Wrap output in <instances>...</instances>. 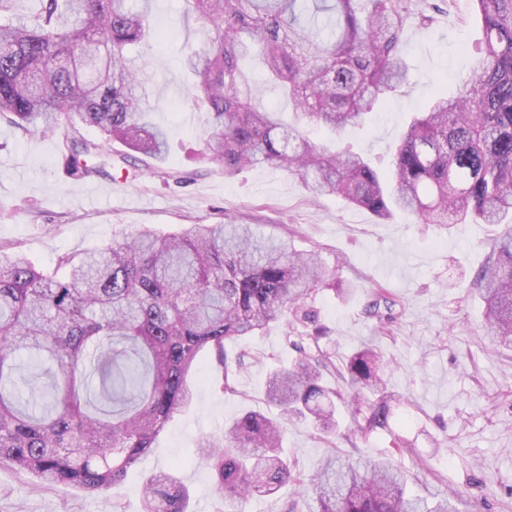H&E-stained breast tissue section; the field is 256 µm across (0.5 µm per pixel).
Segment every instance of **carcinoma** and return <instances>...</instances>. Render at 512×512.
Returning a JSON list of instances; mask_svg holds the SVG:
<instances>
[{
	"instance_id": "obj_1",
	"label": "carcinoma",
	"mask_w": 512,
	"mask_h": 512,
	"mask_svg": "<svg viewBox=\"0 0 512 512\" xmlns=\"http://www.w3.org/2000/svg\"><path fill=\"white\" fill-rule=\"evenodd\" d=\"M0 0V118L27 132L61 128L74 181L103 175L114 142L162 161L169 135L151 121L131 52L162 35L155 0ZM483 39L465 88L436 95L409 123L386 171L363 155L314 141L360 123L409 82L402 34L431 20L425 0H184L209 48L188 49L182 68L206 109L208 159L234 176L282 169L305 189L334 193L380 219L395 211L421 224H503L476 276L488 335L512 349V0H471ZM258 59L288 98L295 120L259 110L244 62ZM84 127L98 130L88 140ZM350 284L317 255L261 227L189 224L173 234L143 229L60 256L51 269L21 252L0 253V467L44 485L75 484L103 495L121 483L174 415L194 398L199 355L215 352L222 391H235L243 357L225 344L281 319L312 321L308 301ZM383 291L367 313L390 321ZM323 333L294 345L291 363L267 375L279 416L247 412L202 438L198 454L224 499L241 503L287 487L312 493L316 512H457L458 492L434 504L407 494L388 458L342 460L341 408L365 413L351 433L392 430L405 401L387 389L390 362L370 347L323 383L335 357ZM312 425L329 455L309 475L283 457V420ZM144 512H190V492L159 472L143 485Z\"/></svg>"
}]
</instances>
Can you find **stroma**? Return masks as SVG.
I'll return each instance as SVG.
<instances>
[{
  "label": "stroma",
  "instance_id": "stroma-1",
  "mask_svg": "<svg viewBox=\"0 0 512 512\" xmlns=\"http://www.w3.org/2000/svg\"><path fill=\"white\" fill-rule=\"evenodd\" d=\"M429 25L410 24L402 36L410 83L387 108L334 136L333 143L386 168L396 144L421 105L436 90L455 95L469 73L482 29L470 0H434ZM166 29L162 46H142L136 57L151 91L154 122L169 131L170 156L158 163L137 156L113 160L108 175L81 182L63 170V135L23 133L0 120V250L21 251L38 267L54 266L66 252L90 249L147 227L169 233L185 224H261L317 252L352 283L342 299L327 290L314 312L326 336L322 347L345 360L375 346L394 365L388 389L406 399L391 431L377 430L337 450L357 460L387 456L410 474L407 490L428 501L456 491L458 512H512V352L485 334L483 307L472 282L484 266L497 229L489 224H419L396 212L386 220L334 194L311 195L285 172L257 167L234 177L202 160L209 114L194 108L179 76L185 47H207L201 25L185 15L182 0H155ZM396 300L398 317L383 327L365 313L376 287ZM301 327L275 321L262 332L226 344L243 355L235 390L215 385L224 370L211 352L200 356L209 374L192 405L175 415L151 450L129 471L120 489L92 496L64 484L0 467V512H142L140 489L155 472H173L191 492L194 512H297L313 499L291 501L287 492L253 497L233 507L214 491L199 439L220 433L245 412L267 411L264 382L270 369L291 360L285 339ZM312 426L288 427L286 456L307 472L327 454Z\"/></svg>",
  "mask_w": 512,
  "mask_h": 512
}]
</instances>
